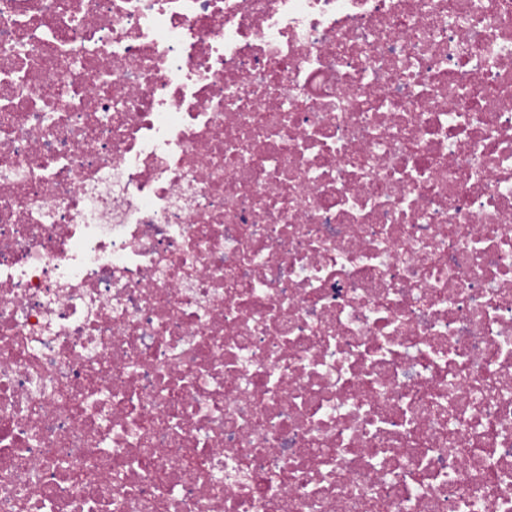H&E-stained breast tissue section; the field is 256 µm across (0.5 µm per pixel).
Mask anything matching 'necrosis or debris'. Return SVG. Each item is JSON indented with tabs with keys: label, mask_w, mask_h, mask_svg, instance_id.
Wrapping results in <instances>:
<instances>
[{
	"label": "necrosis or debris",
	"mask_w": 512,
	"mask_h": 512,
	"mask_svg": "<svg viewBox=\"0 0 512 512\" xmlns=\"http://www.w3.org/2000/svg\"><path fill=\"white\" fill-rule=\"evenodd\" d=\"M0 512H512V0H0Z\"/></svg>",
	"instance_id": "obj_1"
}]
</instances>
